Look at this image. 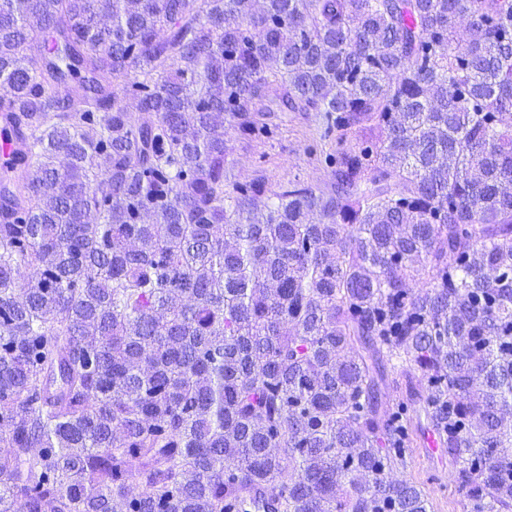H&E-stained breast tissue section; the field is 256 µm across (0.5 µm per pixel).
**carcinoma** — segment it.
<instances>
[{"label":"carcinoma","instance_id":"obj_1","mask_svg":"<svg viewBox=\"0 0 512 512\" xmlns=\"http://www.w3.org/2000/svg\"><path fill=\"white\" fill-rule=\"evenodd\" d=\"M0 84V512H431L427 429L512 512V0H0ZM279 112L378 136L228 180ZM388 370L387 387L382 397L383 407L396 402L402 398V395L405 396L406 371L408 367L397 364L395 368H388Z\"/></svg>","mask_w":512,"mask_h":512}]
</instances>
